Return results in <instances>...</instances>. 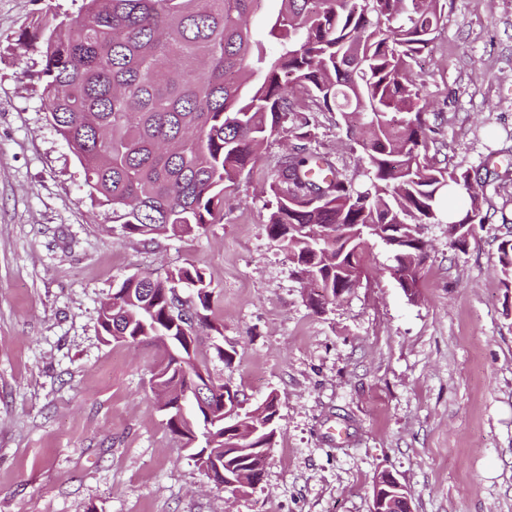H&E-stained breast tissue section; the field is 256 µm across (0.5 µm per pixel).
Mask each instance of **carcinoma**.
Listing matches in <instances>:
<instances>
[{
    "label": "carcinoma",
    "mask_w": 512,
    "mask_h": 512,
    "mask_svg": "<svg viewBox=\"0 0 512 512\" xmlns=\"http://www.w3.org/2000/svg\"><path fill=\"white\" fill-rule=\"evenodd\" d=\"M262 0H82L77 15L44 16L42 99L56 133L84 170L89 196L112 211L124 236L180 237L216 223L224 192L251 173L269 141L297 144L277 160L266 224L295 267L319 283L317 312L354 288L365 273L367 241L392 252L388 271L415 290L427 259L425 224L467 225L450 238L465 251L472 227L485 224L478 182L428 154L423 86L412 78L416 55L435 36L443 0H280L265 35L248 18ZM294 76L311 105L301 107L280 75ZM310 112H336L350 147L363 152L364 183L347 178L316 141ZM468 200L463 217L446 221L439 199ZM504 287L512 288V239L498 246ZM179 282L195 289L197 330L174 321L160 295ZM213 295L195 265L164 279L131 276L101 303L108 342H148L161 350L151 384L183 402L187 420L167 421L194 456L224 458L207 478L224 485L231 467L264 470L277 414L268 397L246 411L253 432L237 447L224 420V384L203 399L184 398L187 336L212 327Z\"/></svg>",
    "instance_id": "obj_1"
}]
</instances>
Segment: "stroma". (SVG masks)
<instances>
[{
    "mask_svg": "<svg viewBox=\"0 0 512 512\" xmlns=\"http://www.w3.org/2000/svg\"><path fill=\"white\" fill-rule=\"evenodd\" d=\"M82 0H0V512H370L393 474L413 512H512V0H446L413 72L438 113L430 151L479 173L491 219L466 252L429 224L415 296L366 247L368 275L324 311L269 239L283 142L224 195L221 223L148 241L114 230L42 107L34 22ZM316 146L363 169L334 112ZM201 268L213 295L201 350L251 409L276 396V442L248 494L218 488L152 401L160 351L104 341L98 311L128 277ZM228 355L220 360L215 344ZM351 440L328 444L337 418Z\"/></svg>",
    "mask_w": 512,
    "mask_h": 512,
    "instance_id": "stroma-1",
    "label": "stroma"
}]
</instances>
